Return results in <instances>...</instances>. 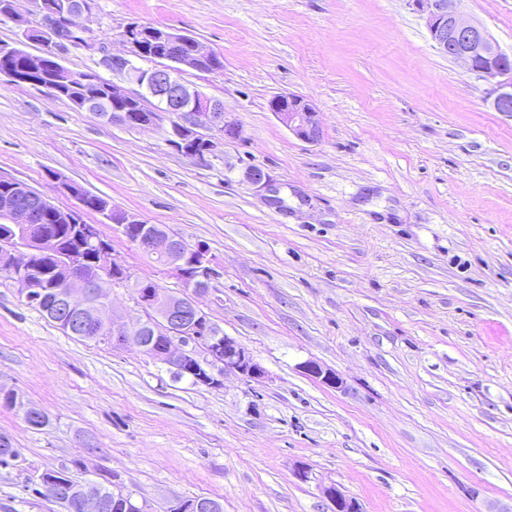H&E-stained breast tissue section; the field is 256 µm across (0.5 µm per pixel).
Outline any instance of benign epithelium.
<instances>
[{"label": "benign epithelium", "mask_w": 512, "mask_h": 512, "mask_svg": "<svg viewBox=\"0 0 512 512\" xmlns=\"http://www.w3.org/2000/svg\"><path fill=\"white\" fill-rule=\"evenodd\" d=\"M39 21L33 25L24 21L16 11V0H8L3 16L22 26V38L40 43L38 55H27L26 66L16 72L6 62L18 50L14 45L0 44V78L8 82L24 83L40 88H51L65 94L71 80L53 77L63 68L60 46L79 42L94 48L87 38L88 28L78 19L91 9L88 0H71L70 5L58 7L51 0H32ZM425 19L431 41L448 58L464 63L478 78L493 84L492 105L497 112H512V56L502 52L488 31L480 24L462 17L457 5L447 0H409ZM123 52L104 53L98 67L124 76L138 86L136 90L100 76L94 70L85 76H72L82 83L102 84L112 101V110L100 118L128 128L154 127L170 121L167 144L178 153L204 162L216 156L224 139L236 136L239 125L226 120L223 101L209 97L182 78L187 70L215 73L217 68L213 50L200 41L189 44L186 35L167 29L158 33L136 23H130L122 32ZM146 61L152 67L144 69L137 62ZM279 121L297 138L316 143L322 137L319 113L307 99L295 94H280L270 104ZM242 179L260 191L266 199L281 203L277 190L268 175L260 168L249 167L241 173ZM0 222L24 224L28 234L35 233L38 224L50 216H63L71 224H82V208L87 196L77 183L65 182L63 189L77 202V207L61 210L26 183L14 179H0ZM25 196L31 206L17 205V198ZM99 214L142 251L161 257L182 282L185 293L171 295L151 281L132 280L128 268L117 257L112 263L88 264L79 261L77 251L102 248L98 228L83 224L79 249L62 244L58 239L42 235L38 244L47 248V254L59 265L68 268V274L56 293L60 309L56 322L65 332L85 336L112 346L114 349L134 345L146 354L180 372L191 365L202 368L198 385L216 388L223 385L224 374L233 372L247 381L259 383L265 368L253 354L234 338L214 327L205 313L194 303L193 297L209 293L218 275L209 248L198 242L188 244L183 239L157 225L112 206L107 201L98 206ZM30 239L24 238L15 246L0 250L3 261L15 278L20 294L27 301L39 300L42 290L35 285V271L31 266L34 249ZM132 285L137 303L145 310V317L135 321L117 312L112 300L104 294L115 286ZM302 369L309 376L329 387L338 388L341 379L331 369L316 361H307ZM40 485L46 495L71 512H104L107 500L102 492L66 487L53 474L42 473ZM323 497L331 503L330 512H362L359 504L343 494L336 486L322 489ZM112 498L125 500L122 512H146V505L121 486L112 484ZM169 512H215V505L207 498L179 501Z\"/></svg>", "instance_id": "obj_1"}]
</instances>
